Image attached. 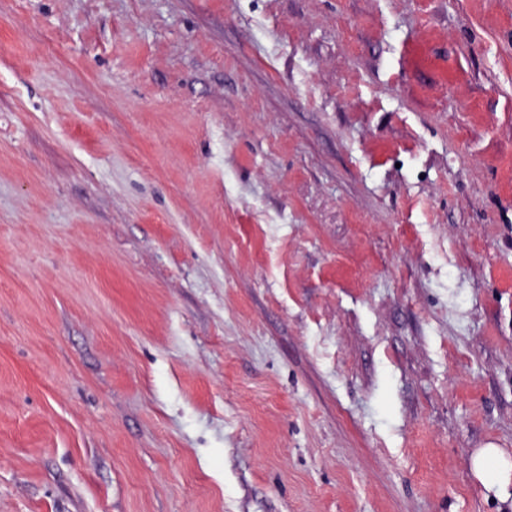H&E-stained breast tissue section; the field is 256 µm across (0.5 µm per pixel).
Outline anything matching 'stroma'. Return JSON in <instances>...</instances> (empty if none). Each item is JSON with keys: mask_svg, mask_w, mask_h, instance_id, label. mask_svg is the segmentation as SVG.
<instances>
[{"mask_svg": "<svg viewBox=\"0 0 512 512\" xmlns=\"http://www.w3.org/2000/svg\"><path fill=\"white\" fill-rule=\"evenodd\" d=\"M512 0H0V512H512ZM475 478L488 490L494 489L501 497L508 498L512 486V462L501 448H482L472 459Z\"/></svg>", "mask_w": 512, "mask_h": 512, "instance_id": "stroma-1", "label": "stroma"}]
</instances>
